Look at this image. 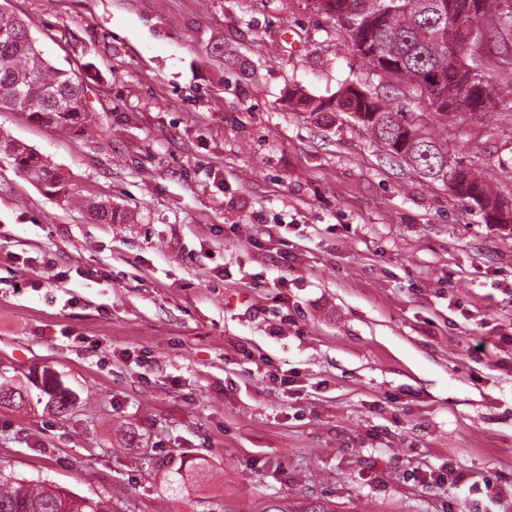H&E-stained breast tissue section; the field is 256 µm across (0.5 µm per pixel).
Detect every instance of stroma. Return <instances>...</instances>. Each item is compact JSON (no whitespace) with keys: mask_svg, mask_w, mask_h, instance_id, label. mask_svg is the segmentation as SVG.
I'll return each mask as SVG.
<instances>
[{"mask_svg":"<svg viewBox=\"0 0 512 512\" xmlns=\"http://www.w3.org/2000/svg\"><path fill=\"white\" fill-rule=\"evenodd\" d=\"M85 89L67 132L0 135L91 198L95 224L0 155V466L116 512H512V224L390 158L327 98L378 77L312 0H0ZM512 201V111L448 120ZM193 472L172 482L181 466ZM452 466L459 482L424 481ZM43 383L44 386L39 389L51 398L58 411L65 412L71 402V390L65 386L57 385L55 375L47 374V371L43 374ZM48 387L52 388V390H49Z\"/></svg>","mask_w":512,"mask_h":512,"instance_id":"35a3bbf8","label":"stroma"}]
</instances>
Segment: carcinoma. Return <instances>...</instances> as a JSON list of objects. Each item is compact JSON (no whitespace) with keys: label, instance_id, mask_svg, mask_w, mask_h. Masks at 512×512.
I'll use <instances>...</instances> for the list:
<instances>
[{"label":"carcinoma","instance_id":"cac0c4a2","mask_svg":"<svg viewBox=\"0 0 512 512\" xmlns=\"http://www.w3.org/2000/svg\"><path fill=\"white\" fill-rule=\"evenodd\" d=\"M316 9L336 18V14L356 5L367 17L381 11L382 5L392 6L386 27L379 31L372 42L385 45L386 57L376 56L373 47L362 49L353 46L355 56L368 70L382 78L390 79L385 89L399 91L419 90L432 74L443 78L448 97L445 108L455 104L454 93L471 68L485 71L481 60L467 57L460 63L448 64V52L434 40L439 17L427 10L426 4H414V0H315ZM448 14L443 25L454 23L451 12L463 0H446ZM481 16L477 22H487L499 37V54L512 53V0H480ZM476 112H488L502 106L512 110V88L500 87L486 78L480 85L471 87ZM372 112L358 113L356 122L365 127L379 142L391 147L388 154L399 158L401 150L410 152L406 163L424 174L432 169H441L451 162L463 165V171L454 175L457 181L455 195L481 206L482 218L487 224H505L500 208L505 202L475 165L464 163V159L448 154V142L423 121L427 107L415 103L409 111L395 94L370 90ZM85 90L74 74L57 69L43 58L36 41L30 34V22L21 18H4L0 14V106L16 103V109L28 113L33 120L68 130L80 122L89 121L84 101ZM289 101L299 111L315 121L329 113L348 114L352 108L361 107L359 96L352 85H343L329 101L316 100L305 93L294 90L288 93ZM0 153L13 160L16 168L37 180L49 196L66 204L85 207L91 215L109 224H124L129 220L126 212L118 207L87 198L79 188L66 182L40 153L10 140H0ZM47 394L57 410L64 412L71 402L72 392L56 384L55 376L43 374ZM26 396L20 389L0 384V404L21 406ZM0 512H112V500L81 496L77 493L54 488L47 484H28L0 472Z\"/></svg>","mask_w":512,"mask_h":512}]
</instances>
